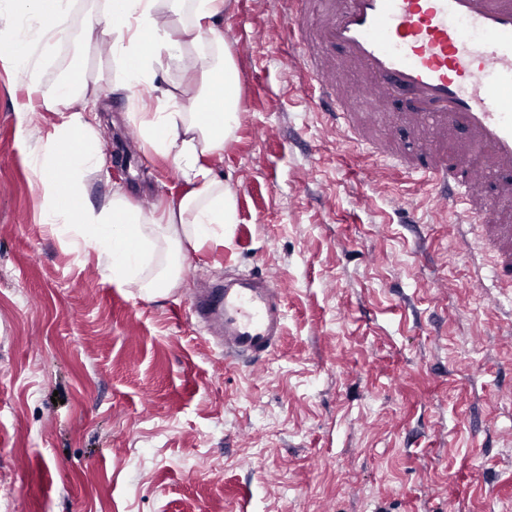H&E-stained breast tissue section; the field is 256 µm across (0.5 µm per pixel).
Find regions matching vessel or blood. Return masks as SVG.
Returning <instances> with one entry per match:
<instances>
[{"instance_id":"vessel-or-blood-1","label":"vessel or blood","mask_w":512,"mask_h":512,"mask_svg":"<svg viewBox=\"0 0 512 512\" xmlns=\"http://www.w3.org/2000/svg\"><path fill=\"white\" fill-rule=\"evenodd\" d=\"M264 32H293L310 103L343 142L362 127L401 124L431 149L405 163L369 142L377 163L404 166L437 189L435 204L460 226L478 225L497 280L512 279V0H285ZM196 315L217 326L224 357L271 354L283 332L286 294L276 277L204 289Z\"/></svg>"}]
</instances>
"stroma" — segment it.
I'll use <instances>...</instances> for the list:
<instances>
[{
	"label": "stroma",
	"instance_id": "stroma-1",
	"mask_svg": "<svg viewBox=\"0 0 512 512\" xmlns=\"http://www.w3.org/2000/svg\"><path fill=\"white\" fill-rule=\"evenodd\" d=\"M75 0L42 55L52 81L98 74L105 157L93 203L153 210L184 184L145 152L115 66ZM280 0H228L240 125L214 174L237 198L223 245L185 249L146 299L39 222L22 81L0 68V512H512V285L477 288L452 215L368 149L344 146L300 91L295 43H268ZM273 273L286 333L221 362L191 312L225 275Z\"/></svg>",
	"mask_w": 512,
	"mask_h": 512
}]
</instances>
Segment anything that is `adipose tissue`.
<instances>
[{"label":"adipose tissue","mask_w":512,"mask_h":512,"mask_svg":"<svg viewBox=\"0 0 512 512\" xmlns=\"http://www.w3.org/2000/svg\"><path fill=\"white\" fill-rule=\"evenodd\" d=\"M72 0H0V67L24 78L36 103L16 106L20 138L34 141L31 189L40 200V222L77 255L95 258L114 285L147 296L174 285L173 263L184 248L220 245L237 223L235 193L205 166L222 155L240 122L239 72L224 37L225 0H105L113 24L88 21L86 43L106 50L117 66L116 97L152 93L153 105L129 113L145 147L172 159L186 192L162 213L143 212L121 193L96 205L89 178L104 158L94 110L98 84L85 69L47 82L39 48L58 32ZM60 114L38 135L39 111Z\"/></svg>","instance_id":"obj_1"}]
</instances>
